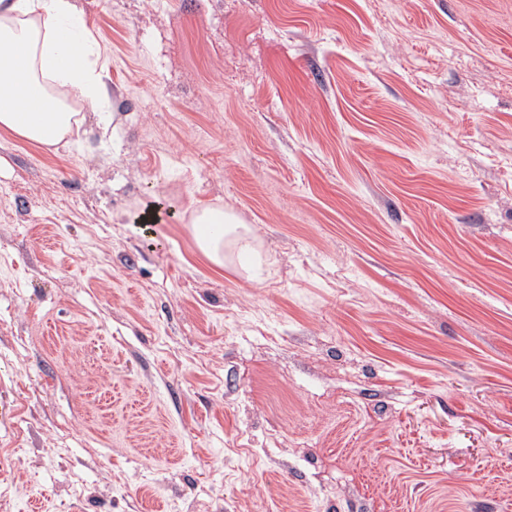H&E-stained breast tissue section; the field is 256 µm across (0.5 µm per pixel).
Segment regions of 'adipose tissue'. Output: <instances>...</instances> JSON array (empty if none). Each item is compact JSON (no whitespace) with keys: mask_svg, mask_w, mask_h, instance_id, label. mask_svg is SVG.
Segmentation results:
<instances>
[{"mask_svg":"<svg viewBox=\"0 0 512 512\" xmlns=\"http://www.w3.org/2000/svg\"><path fill=\"white\" fill-rule=\"evenodd\" d=\"M100 51L73 0H0V129L55 145L76 122L73 102L99 108ZM195 244L223 267L224 246L252 251V235L220 208L193 217Z\"/></svg>","mask_w":512,"mask_h":512,"instance_id":"ef3b65f1","label":"adipose tissue"}]
</instances>
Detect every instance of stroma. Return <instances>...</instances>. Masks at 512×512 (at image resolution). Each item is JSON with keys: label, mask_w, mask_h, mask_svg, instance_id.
I'll return each mask as SVG.
<instances>
[{"label": "stroma", "mask_w": 512, "mask_h": 512, "mask_svg": "<svg viewBox=\"0 0 512 512\" xmlns=\"http://www.w3.org/2000/svg\"><path fill=\"white\" fill-rule=\"evenodd\" d=\"M74 4L108 112L0 131V512H512V0ZM195 244L212 265L224 268V244L232 243L239 256L252 253V235L244 225L236 224L223 208H208L193 217Z\"/></svg>", "instance_id": "obj_1"}]
</instances>
